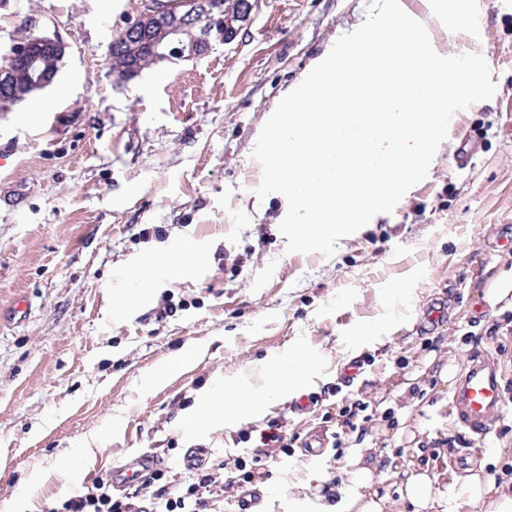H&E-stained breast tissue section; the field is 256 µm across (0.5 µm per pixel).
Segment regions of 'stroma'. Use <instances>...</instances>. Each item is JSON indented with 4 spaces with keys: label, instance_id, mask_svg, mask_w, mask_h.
<instances>
[{
    "label": "stroma",
    "instance_id": "stroma-1",
    "mask_svg": "<svg viewBox=\"0 0 512 512\" xmlns=\"http://www.w3.org/2000/svg\"><path fill=\"white\" fill-rule=\"evenodd\" d=\"M370 2L257 0L233 41L161 62L164 78L150 70L120 84L107 46L142 0H0V62L33 35L66 46L53 84L0 104V189L20 193L0 203V512H12L33 475L46 512L145 451L185 481L176 462L196 444L219 468L205 492L211 512H232L239 457L268 490L263 512H290L305 497L326 512L359 448L384 478V512H411L400 494L411 464L450 475L462 452L505 482L512 410L485 444L452 429L448 413L472 355L492 352L512 372V334L492 330L512 322V248L488 236L512 225V0H472L467 18L434 27L439 54L485 58L496 92L452 116L427 177L393 213L340 239L332 256L289 253L285 197L255 195L263 124ZM474 127L481 158L457 172L459 134ZM177 241L197 243L202 263L114 308L132 263ZM238 258L243 271L229 278L224 267ZM21 299L28 308L14 314ZM437 305L438 330L426 321ZM191 347L201 355L143 391L146 375ZM299 348L318 413L295 414L285 397L258 417L182 428L203 390ZM352 360L362 372L342 383L337 372ZM276 420L302 439L328 429L342 445L319 458L297 446L257 458L251 437ZM440 433L456 443L432 451ZM66 464L79 467L76 480L62 477Z\"/></svg>",
    "mask_w": 512,
    "mask_h": 512
}]
</instances>
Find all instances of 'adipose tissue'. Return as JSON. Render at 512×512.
I'll use <instances>...</instances> for the list:
<instances>
[{
	"instance_id": "adipose-tissue-1",
	"label": "adipose tissue",
	"mask_w": 512,
	"mask_h": 512,
	"mask_svg": "<svg viewBox=\"0 0 512 512\" xmlns=\"http://www.w3.org/2000/svg\"><path fill=\"white\" fill-rule=\"evenodd\" d=\"M199 255V247L190 243L168 246L153 260L131 266L129 281L139 290H147L158 281L186 273ZM306 372L307 359L297 352L287 363L269 367L268 380L263 387H254L245 378L225 381L204 392L200 407L186 416L182 424L193 429L220 420L230 423L245 416H257L272 401L296 394L303 388ZM438 481V474L427 468L407 471L402 496L413 512H434L439 506L442 494ZM375 483L372 468H355L347 491L336 501V512H383L385 500L380 497ZM456 495L479 512H512V487L495 486L476 470L458 485Z\"/></svg>"
}]
</instances>
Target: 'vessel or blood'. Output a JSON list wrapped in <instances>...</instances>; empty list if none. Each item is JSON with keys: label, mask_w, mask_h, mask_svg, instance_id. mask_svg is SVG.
<instances>
[{"label": "vessel or blood", "mask_w": 512, "mask_h": 512, "mask_svg": "<svg viewBox=\"0 0 512 512\" xmlns=\"http://www.w3.org/2000/svg\"><path fill=\"white\" fill-rule=\"evenodd\" d=\"M480 148V136L464 135L454 158L456 169L461 172L470 170ZM505 389L504 374L498 361L487 354L472 356L453 395L452 414L456 424L466 429L477 441L487 442L507 409ZM157 462L154 454L145 452L131 462L114 468V487L119 490L128 488L136 478L150 473ZM264 495V490L257 487L241 488L234 501V512H260Z\"/></svg>", "instance_id": "vessel-or-blood-1"}]
</instances>
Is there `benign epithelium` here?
Listing matches in <instances>:
<instances>
[{
  "label": "benign epithelium",
  "instance_id": "obj_1",
  "mask_svg": "<svg viewBox=\"0 0 512 512\" xmlns=\"http://www.w3.org/2000/svg\"><path fill=\"white\" fill-rule=\"evenodd\" d=\"M183 10L180 15L171 16L156 6V0H143V9L137 21L128 29V38L133 41H143L148 38L149 29L155 25L166 23L169 25L171 38L165 45H156L152 52L159 56L170 55L187 58H200L212 50L211 28L206 24L205 18L213 14V0H182ZM188 29L198 30L195 42L186 44L182 34ZM46 39L33 36L25 42L16 45L11 51V59L21 63L33 56L31 50Z\"/></svg>",
  "mask_w": 512,
  "mask_h": 512
}]
</instances>
